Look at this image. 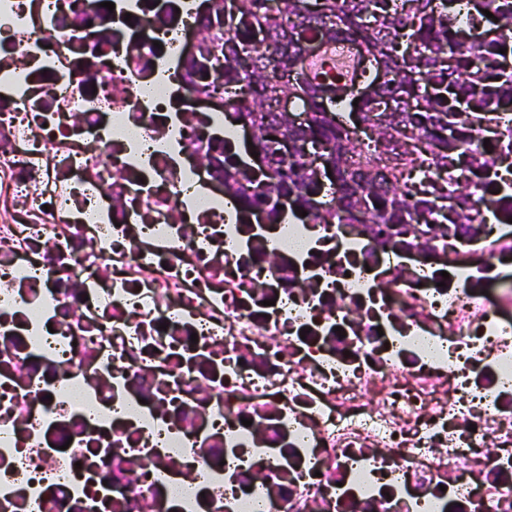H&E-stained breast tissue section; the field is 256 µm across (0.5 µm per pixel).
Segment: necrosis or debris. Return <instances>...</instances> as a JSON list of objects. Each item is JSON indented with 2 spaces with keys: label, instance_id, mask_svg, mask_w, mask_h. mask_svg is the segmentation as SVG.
<instances>
[{
  "label": "necrosis or debris",
  "instance_id": "4bbe7bcc",
  "mask_svg": "<svg viewBox=\"0 0 512 512\" xmlns=\"http://www.w3.org/2000/svg\"><path fill=\"white\" fill-rule=\"evenodd\" d=\"M0 0V512H512V224L234 211L198 0Z\"/></svg>",
  "mask_w": 512,
  "mask_h": 512
}]
</instances>
